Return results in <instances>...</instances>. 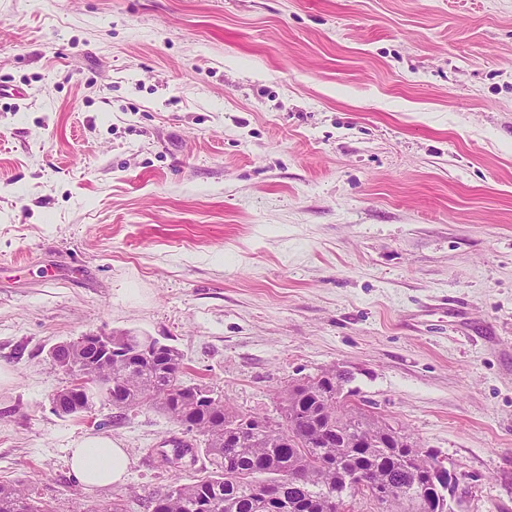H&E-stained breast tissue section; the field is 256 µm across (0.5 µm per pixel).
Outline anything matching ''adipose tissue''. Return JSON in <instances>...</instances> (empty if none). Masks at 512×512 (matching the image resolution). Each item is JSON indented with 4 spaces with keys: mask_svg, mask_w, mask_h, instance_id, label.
I'll use <instances>...</instances> for the list:
<instances>
[{
    "mask_svg": "<svg viewBox=\"0 0 512 512\" xmlns=\"http://www.w3.org/2000/svg\"><path fill=\"white\" fill-rule=\"evenodd\" d=\"M69 465L80 483L95 487L122 483L130 460L119 440L106 435H86L71 443Z\"/></svg>",
    "mask_w": 512,
    "mask_h": 512,
    "instance_id": "1",
    "label": "adipose tissue"
}]
</instances>
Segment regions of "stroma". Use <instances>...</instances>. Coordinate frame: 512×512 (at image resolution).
<instances>
[{"label": "stroma", "mask_w": 512, "mask_h": 512, "mask_svg": "<svg viewBox=\"0 0 512 512\" xmlns=\"http://www.w3.org/2000/svg\"><path fill=\"white\" fill-rule=\"evenodd\" d=\"M154 336L274 417L333 367L512 512V0H0V481L152 512L162 411L63 418L53 346ZM130 466L87 488L71 441ZM69 465L86 487L122 483L130 460L119 440L106 435H86L70 444Z\"/></svg>", "instance_id": "obj_1"}]
</instances>
